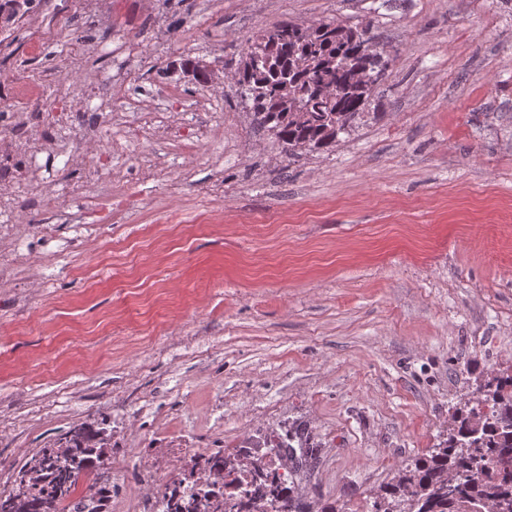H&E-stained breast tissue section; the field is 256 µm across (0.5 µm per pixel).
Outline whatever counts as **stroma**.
Segmentation results:
<instances>
[{"instance_id":"stroma-1","label":"stroma","mask_w":512,"mask_h":512,"mask_svg":"<svg viewBox=\"0 0 512 512\" xmlns=\"http://www.w3.org/2000/svg\"><path fill=\"white\" fill-rule=\"evenodd\" d=\"M323 20L391 63L291 159L226 73L262 29ZM0 167L28 185L0 210V267L24 261L0 283V491L85 421L143 449L298 420L306 493L372 512L512 369V0H40L0 25Z\"/></svg>"}]
</instances>
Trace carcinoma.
I'll return each instance as SVG.
<instances>
[{"mask_svg": "<svg viewBox=\"0 0 512 512\" xmlns=\"http://www.w3.org/2000/svg\"><path fill=\"white\" fill-rule=\"evenodd\" d=\"M366 30L334 20L302 31L282 21L247 45L251 65L236 82L241 100L260 129L271 132L293 156L303 143L327 147L365 113L377 77L387 67L368 55ZM111 436L88 423L72 427L58 442L33 454L0 512H62L83 479L92 499L111 500L103 480L112 458ZM319 445L306 428L288 425V463L299 469ZM226 512L224 501L177 498L172 512ZM373 512H512V372L477 388V397L453 406L446 438L429 456L399 470L376 497Z\"/></svg>", "mask_w": 512, "mask_h": 512, "instance_id": "obj_1", "label": "carcinoma"}]
</instances>
